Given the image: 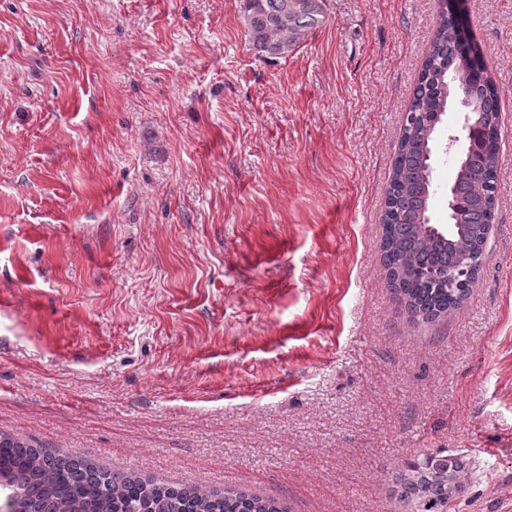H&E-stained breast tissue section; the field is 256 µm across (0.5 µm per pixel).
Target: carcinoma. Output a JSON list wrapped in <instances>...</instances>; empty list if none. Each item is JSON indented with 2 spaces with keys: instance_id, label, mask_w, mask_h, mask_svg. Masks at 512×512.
<instances>
[{
  "instance_id": "1",
  "label": "carcinoma",
  "mask_w": 512,
  "mask_h": 512,
  "mask_svg": "<svg viewBox=\"0 0 512 512\" xmlns=\"http://www.w3.org/2000/svg\"><path fill=\"white\" fill-rule=\"evenodd\" d=\"M327 0H243L255 50L283 57L326 22ZM469 114L476 148L462 156L449 186L448 230L429 215L434 136L456 101ZM395 153L381 217L383 263L398 300L423 322L445 318L475 281L456 279L483 265L482 236L498 194L500 91L483 60L470 57L438 13ZM468 464L444 450L398 466L388 486L404 512H444L468 476ZM0 512H288L284 502L246 489L176 486L135 472L112 473L78 454L51 453L0 433Z\"/></svg>"
}]
</instances>
